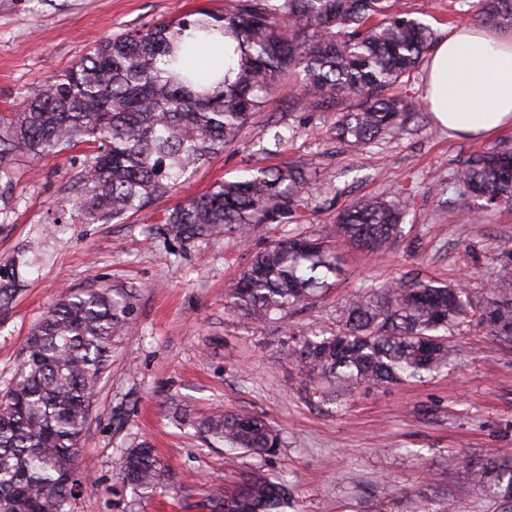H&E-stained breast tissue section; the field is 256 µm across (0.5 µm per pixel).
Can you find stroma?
Masks as SVG:
<instances>
[{
  "label": "stroma",
  "mask_w": 512,
  "mask_h": 512,
  "mask_svg": "<svg viewBox=\"0 0 512 512\" xmlns=\"http://www.w3.org/2000/svg\"><path fill=\"white\" fill-rule=\"evenodd\" d=\"M435 38L479 25L478 0H402ZM222 12L224 0H0V113L16 112L53 76L94 45L145 31L186 13ZM350 101L310 105L281 81L234 150L194 169L175 191L110 224L53 225L57 202L76 196L86 155L75 148L51 161L21 156L16 185L0 194V259L26 255L22 284L0 316V393L6 392L27 336L67 289L127 288L136 326L112 349L80 443L90 470L71 512H207L211 487L260 470L288 484L285 512H502L470 481L462 463L495 449L512 455V346L476 323L451 338L452 364L420 381L319 385L282 356L284 326L256 325L224 307V292L252 256L289 233L332 239L336 215L364 196L416 197L403 232L381 254L340 245L347 277L324 301L292 318L308 328L332 323L336 305L359 287L418 276L464 283L485 296L512 261V207L462 219L465 160L512 143V127L474 141L449 136L428 110L404 131L361 149L330 128ZM281 142H274V133ZM303 166L310 206L288 223L261 225L248 242L232 236L183 239L164 222L179 202L242 175L245 168ZM192 413L247 410L277 429L271 457L228 453L180 425L168 403ZM155 448L163 465L156 492L136 495L117 478L127 449Z\"/></svg>",
  "instance_id": "1"
}]
</instances>
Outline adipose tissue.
Instances as JSON below:
<instances>
[{
    "mask_svg": "<svg viewBox=\"0 0 512 512\" xmlns=\"http://www.w3.org/2000/svg\"><path fill=\"white\" fill-rule=\"evenodd\" d=\"M237 42L217 29L189 42L178 68L223 81L237 65ZM426 103L454 135L480 138L512 126V35L487 27L449 32L433 47Z\"/></svg>",
    "mask_w": 512,
    "mask_h": 512,
    "instance_id": "obj_1",
    "label": "adipose tissue"
}]
</instances>
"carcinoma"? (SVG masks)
<instances>
[{
	"label": "carcinoma",
	"mask_w": 512,
	"mask_h": 512,
	"mask_svg": "<svg viewBox=\"0 0 512 512\" xmlns=\"http://www.w3.org/2000/svg\"><path fill=\"white\" fill-rule=\"evenodd\" d=\"M481 20L512 27V0H482ZM399 0H225L224 13L186 14L146 32L96 45L66 73L0 113V182L11 181L19 153L52 160L87 147L76 175L80 196L60 205L85 221L108 224L149 206L188 172L230 149L278 83L291 79L318 105L354 99L332 133L361 148L402 131L417 107L396 87L419 66L432 43L421 20ZM224 29L238 43L234 78L208 89L172 69L189 30ZM457 182L469 195L464 213L512 206V145L470 156ZM308 174L287 163L252 169L175 206L164 223L184 238L247 239L261 224L281 223L309 206ZM414 195L364 197L336 216L335 242L297 233L256 253L227 289L225 307L253 322L285 320L330 294L344 275L336 242L378 252L401 233ZM22 259L0 262V310L16 292ZM512 345V265L481 300L433 280L363 286L336 309L332 326H288L283 354L307 376L329 383L409 382L448 367V337L461 319ZM135 323L133 296L122 288L68 290L31 330L9 389L0 395V512H70L86 481L76 459L90 404L112 347ZM171 413L211 443L266 457L281 446L278 431L249 411L195 416L176 400ZM465 467L477 489L512 509V457L491 453ZM156 451L144 441L127 450L120 481L148 495L159 485ZM286 489L252 471L209 496L210 512H283Z\"/></svg>",
	"instance_id": "carcinoma-1"
}]
</instances>
